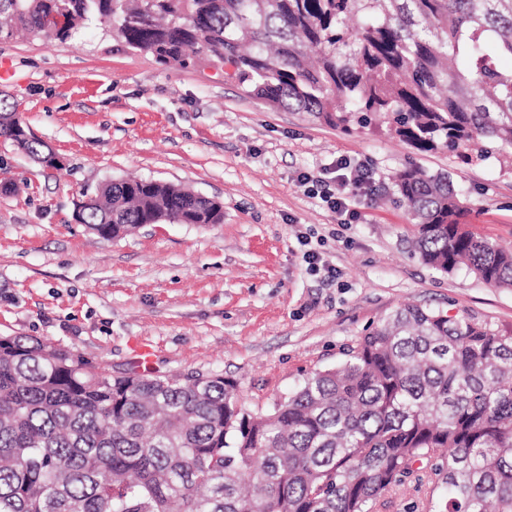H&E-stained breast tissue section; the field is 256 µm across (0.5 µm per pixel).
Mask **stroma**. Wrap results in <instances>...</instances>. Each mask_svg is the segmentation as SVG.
Listing matches in <instances>:
<instances>
[{
  "mask_svg": "<svg viewBox=\"0 0 512 512\" xmlns=\"http://www.w3.org/2000/svg\"><path fill=\"white\" fill-rule=\"evenodd\" d=\"M14 70L0 103L16 107L60 159L40 163L0 140V335L35 336L120 373L136 348L151 370L219 372L245 408L272 410L312 373L411 303L468 311L512 331V289L424 265L392 184L408 166L450 173L471 230L512 246V161L464 164L368 127L353 134L274 110L210 67H161L93 21L67 44H0ZM346 157L373 171L374 195L342 223L300 185ZM136 176L224 205L220 224H147L104 241L73 218L83 191ZM315 249L338 280L312 271Z\"/></svg>",
  "mask_w": 512,
  "mask_h": 512,
  "instance_id": "35a3bbf8",
  "label": "stroma"
}]
</instances>
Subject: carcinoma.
Wrapping results in <instances>:
<instances>
[{"instance_id": "cac0c4a2", "label": "carcinoma", "mask_w": 512, "mask_h": 512, "mask_svg": "<svg viewBox=\"0 0 512 512\" xmlns=\"http://www.w3.org/2000/svg\"><path fill=\"white\" fill-rule=\"evenodd\" d=\"M166 67L229 68L276 109L419 152L512 150V0H0V41L65 43L91 20ZM0 138L45 162L0 105ZM420 260L512 288V250L466 229L450 174L392 177ZM103 240L142 224H221L222 202L137 177L75 203ZM424 512H512V333L407 304L269 413L222 374L93 369L0 336V512H377L406 478Z\"/></svg>"}]
</instances>
